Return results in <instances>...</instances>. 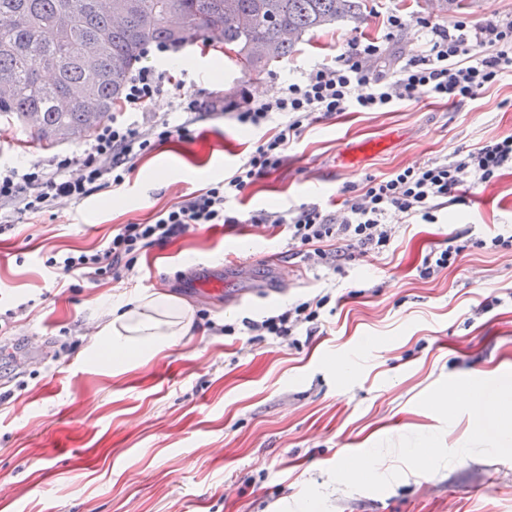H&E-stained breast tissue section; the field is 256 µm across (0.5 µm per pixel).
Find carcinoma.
Returning a JSON list of instances; mask_svg holds the SVG:
<instances>
[{
    "label": "carcinoma",
    "instance_id": "carcinoma-1",
    "mask_svg": "<svg viewBox=\"0 0 512 512\" xmlns=\"http://www.w3.org/2000/svg\"><path fill=\"white\" fill-rule=\"evenodd\" d=\"M92 2L0 0V78L14 87L0 99V117L20 121L42 146L80 141L109 119L145 46L183 41L173 14L202 36L221 30L224 55L250 77L297 52L305 36L369 14L367 0H112L110 13ZM239 17L251 25L239 26ZM90 39L100 42L91 65L82 59ZM266 43L273 54L263 53ZM43 71L53 79L43 80Z\"/></svg>",
    "mask_w": 512,
    "mask_h": 512
}]
</instances>
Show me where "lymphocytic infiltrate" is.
I'll use <instances>...</instances> for the list:
<instances>
[{
	"label": "lymphocytic infiltrate",
	"mask_w": 512,
	"mask_h": 512,
	"mask_svg": "<svg viewBox=\"0 0 512 512\" xmlns=\"http://www.w3.org/2000/svg\"><path fill=\"white\" fill-rule=\"evenodd\" d=\"M415 26L426 31L422 50L391 70H373V62L386 49L378 41L356 36L343 44L334 63L313 68L279 95L247 99L235 115L239 123L257 127L282 113L288 121L232 175L184 196L150 223L119 225L94 253H65L49 259V266L63 278H122L133 270L143 249L177 239L201 224L236 223V216L226 208L228 199L243 195L275 170L314 114L377 111L421 98L474 101L503 74L512 72L511 18L475 24L465 19L450 24L416 22L399 12L387 18L393 34ZM168 86L176 92L181 89L180 84H167L153 67L136 68L126 83L122 111H140ZM188 133L184 124L140 130L114 121L104 123L84 145L81 157L58 155L49 169L37 163L22 170L0 167V202H17L22 212L39 217L57 198L81 199L103 186L121 185L131 161L151 151L156 141ZM505 168H512V135L462 146L446 159L369 179L359 193L345 198L332 212L303 204L285 212H261L253 221L286 226L294 253L304 261L337 270L351 253L379 254L390 245L392 229L385 222L390 211L434 222L444 199L454 196L458 188H476ZM328 301V296L318 295L259 320L243 318L242 324L249 335L286 339L303 327L318 329Z\"/></svg>",
	"instance_id": "f902f5d3"
}]
</instances>
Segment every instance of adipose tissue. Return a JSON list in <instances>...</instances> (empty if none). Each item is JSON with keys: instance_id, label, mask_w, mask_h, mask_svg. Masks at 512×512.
<instances>
[{"instance_id": "obj_1", "label": "adipose tissue", "mask_w": 512, "mask_h": 512, "mask_svg": "<svg viewBox=\"0 0 512 512\" xmlns=\"http://www.w3.org/2000/svg\"><path fill=\"white\" fill-rule=\"evenodd\" d=\"M192 317L177 298L167 294H141L113 306L100 336L108 349L101 366L110 374L127 370L132 363L149 362L175 340L190 336ZM465 404L488 425L497 427L501 444L512 443V418L508 417L501 391L453 387L432 395L429 408L439 410Z\"/></svg>"}]
</instances>
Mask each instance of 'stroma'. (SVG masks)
Here are the masks:
<instances>
[{"mask_svg":"<svg viewBox=\"0 0 512 512\" xmlns=\"http://www.w3.org/2000/svg\"><path fill=\"white\" fill-rule=\"evenodd\" d=\"M365 23H339L258 78L244 75L201 36L156 58L184 75L187 98L217 110L136 158L126 181L80 200L60 198L39 219L0 205L13 228L0 234V512H512V446L477 425L468 408L432 412L426 398L512 372V250L467 247V240L512 234V169L437 211L436 223L389 215L395 230L383 254L341 270L306 268L288 250V230L254 223L261 211L303 203L332 211L369 177L448 157L458 146L512 134V74L478 100L456 106L423 98L377 112H345L311 123L282 166L227 207L234 224H203L144 249L129 277H71L57 287L49 257L92 253L118 224H147L181 196L206 188L242 164L287 121L258 129L233 114L242 94L279 92L335 59L344 40L366 36L410 56L422 34L388 37L384 14L427 17L423 0H368ZM163 93L117 121L147 129L185 122ZM186 123V122H185ZM76 143L32 142L0 119V166L52 163ZM190 178L160 183L157 171ZM464 252L429 279L416 268L444 240ZM277 254L293 278L267 295L265 266L247 278L228 258ZM217 275L220 292L197 300L193 281ZM501 302L480 303L489 292ZM167 293L189 307L192 338L174 342L118 376L97 364V333L112 300ZM330 295L323 323L291 345L254 338L239 325L289 304ZM235 325L215 335L208 323ZM445 461L420 459L426 445ZM382 457L349 483L348 458Z\"/></svg>","mask_w":512,"mask_h":512,"instance_id":"stroma-1","label":"stroma"}]
</instances>
